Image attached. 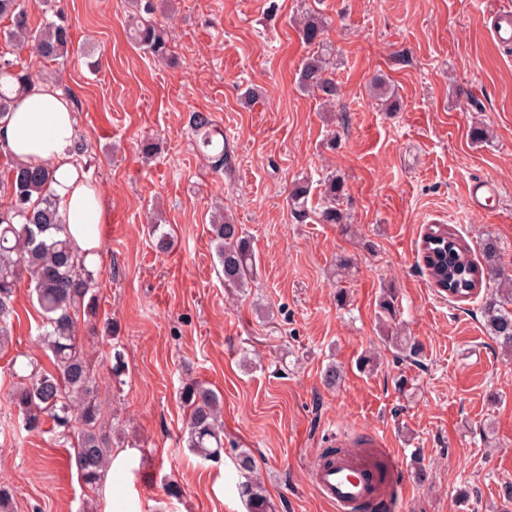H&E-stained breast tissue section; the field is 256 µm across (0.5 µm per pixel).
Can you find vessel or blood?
Returning a JSON list of instances; mask_svg holds the SVG:
<instances>
[{
  "instance_id": "obj_1",
  "label": "vessel or blood",
  "mask_w": 512,
  "mask_h": 512,
  "mask_svg": "<svg viewBox=\"0 0 512 512\" xmlns=\"http://www.w3.org/2000/svg\"><path fill=\"white\" fill-rule=\"evenodd\" d=\"M499 44L512 43V12L495 13L490 30ZM338 453L316 454L309 463V477L319 496L332 505L335 512H368L379 499L388 508L397 503L387 500L388 489L404 486L405 479L393 451L378 435L356 448L346 447L337 439Z\"/></svg>"
}]
</instances>
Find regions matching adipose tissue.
<instances>
[{"instance_id": "obj_1", "label": "adipose tissue", "mask_w": 512, "mask_h": 512, "mask_svg": "<svg viewBox=\"0 0 512 512\" xmlns=\"http://www.w3.org/2000/svg\"><path fill=\"white\" fill-rule=\"evenodd\" d=\"M76 123L72 103L55 83L32 84L12 114L0 120V150L17 162L53 167L52 189L73 249L91 266L99 257L94 228L106 223L107 215L70 151Z\"/></svg>"}]
</instances>
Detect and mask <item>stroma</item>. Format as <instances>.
I'll return each mask as SVG.
<instances>
[{"label":"stroma","instance_id":"stroma-1","mask_svg":"<svg viewBox=\"0 0 512 512\" xmlns=\"http://www.w3.org/2000/svg\"><path fill=\"white\" fill-rule=\"evenodd\" d=\"M158 10L173 57L127 39L128 0H61L75 56L57 66L91 148L79 162L107 212L98 225L99 320L117 326L125 368L97 370L117 411L116 448L102 490H83L72 448L17 432L11 358L43 359L39 314L21 288L13 345L0 355V482L16 512H247L235 455L255 459L276 512H333L312 486L311 457L336 437L383 436L409 480L402 512H512V359L486 332L478 305L441 296L420 256L430 224H447L479 258L494 236L512 272V48L484 24L512 0H176ZM327 21L339 88L332 111L302 91L311 51L293 23L306 8ZM396 109L370 94L375 77ZM210 112L227 138L215 169L193 143L188 116ZM490 128L474 143L473 120ZM159 146L152 159L140 148ZM335 148H328V141ZM346 181L351 223L298 222L295 177ZM493 183L476 210L467 187ZM242 224L257 281L225 287L210 242L215 208ZM162 220L172 247L150 232ZM351 268L345 284L333 269ZM345 301H338V290ZM399 302L406 358L383 341L379 302ZM343 368L333 389L329 363ZM223 398L224 451L201 461L182 441V382ZM182 489L169 497L167 482Z\"/></svg>","mask_w":512,"mask_h":512}]
</instances>
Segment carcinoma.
Instances as JSON below:
<instances>
[{
	"mask_svg": "<svg viewBox=\"0 0 512 512\" xmlns=\"http://www.w3.org/2000/svg\"><path fill=\"white\" fill-rule=\"evenodd\" d=\"M128 36L145 53L164 59L169 51L167 32L154 20L155 0H132ZM0 16L11 20L3 30L6 42L20 54L38 61H65L71 54L68 27L44 18L31 25L25 0H0ZM325 22L312 11L302 12L301 39L316 48L299 71V86L320 99L333 103L338 87L330 77L333 49L324 42ZM18 58L0 55V119L16 107L22 92L37 80ZM190 127L196 150L215 167L227 162L225 142L217 138L214 120L208 112H194ZM52 172L46 166L13 162L0 177V193L9 198L0 207V352L12 344L15 318L14 298L28 285L40 309L41 325L37 341L50 361L46 368L29 359L16 379L14 405L17 427L26 432H42L46 424L55 441L74 448V465L80 483L98 491L112 464L114 429L100 400L96 369L85 342L79 336V321H94L99 314V295L94 271L74 254L64 216L51 190ZM310 182L297 179L288 190V202L295 218L303 222L315 214L320 224H345L348 215L341 208L346 195L344 176L331 173L320 181L319 202L309 208ZM211 241L229 288L244 289L257 279V260L242 225L226 213L214 216L208 228ZM483 263L471 258L468 244L444 224L429 228L424 237L422 260L438 290L456 301L482 297L479 308L484 326L498 347L512 355V274L499 266L500 246L488 236L480 243ZM107 349L102 353L111 362L112 375L123 369V352L112 335V322L103 324ZM179 398L187 410L184 442L203 461L224 452L222 400L210 388L188 381L179 388ZM244 477L240 493L249 512H276V507L260 479L257 465L246 451L235 456Z\"/></svg>",
	"mask_w": 512,
	"mask_h": 512,
	"instance_id": "1",
	"label": "carcinoma"
}]
</instances>
